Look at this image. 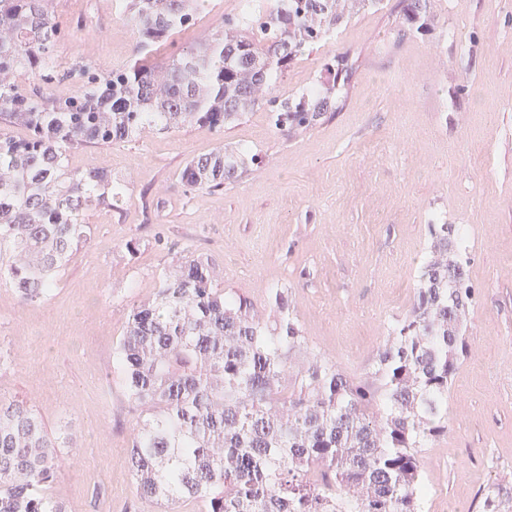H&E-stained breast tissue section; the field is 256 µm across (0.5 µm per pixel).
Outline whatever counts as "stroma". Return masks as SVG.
<instances>
[{
	"label": "stroma",
	"mask_w": 512,
	"mask_h": 512,
	"mask_svg": "<svg viewBox=\"0 0 512 512\" xmlns=\"http://www.w3.org/2000/svg\"><path fill=\"white\" fill-rule=\"evenodd\" d=\"M256 0H208L175 33L197 44ZM382 0L289 63L274 89L294 98L347 59L327 112L287 136L263 104L221 131L193 126L74 150L128 189L119 209L84 215L91 240L51 298L22 302L0 285V399L41 418L57 451L51 493L67 512H157L138 492L128 453L142 411L112 369L131 309L159 272L209 260L219 287L271 311L287 287L310 342L348 376L371 370L387 326L410 309L432 224L466 233L469 351L448 386V432L428 448L424 512L449 502L512 501V0H426L416 18ZM59 67L83 56L106 73L131 63L138 34L117 0H54ZM262 156L217 192L177 177L218 144ZM135 253H128L127 244Z\"/></svg>",
	"instance_id": "35a3bbf8"
}]
</instances>
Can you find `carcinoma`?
I'll return each instance as SVG.
<instances>
[{
  "mask_svg": "<svg viewBox=\"0 0 512 512\" xmlns=\"http://www.w3.org/2000/svg\"><path fill=\"white\" fill-rule=\"evenodd\" d=\"M53 0H0V282L26 302L49 297L56 274L89 244L83 213L119 208L125 185L97 166L69 165L92 145L202 126L220 131L260 103L276 129L308 130L343 71L301 96L278 99V76L349 13L381 0H273L258 18L228 20L197 45L150 62L207 0H120L139 41L130 65L99 74L89 60L59 74ZM39 76L22 93L14 77ZM68 79L77 90L53 97ZM247 172L243 154L219 146L188 161L180 180L221 191ZM430 240L408 313L387 336L366 381L311 346L273 288L261 319L244 297L217 287L193 258L159 274L112 350L128 398L142 408L129 450L140 493L160 512L190 501L200 512H423L424 451L448 432V385L467 353L471 299L459 225H428ZM57 445L20 403L0 404V512H66L49 488Z\"/></svg>",
  "mask_w": 512,
  "mask_h": 512,
  "instance_id": "cac0c4a2",
  "label": "carcinoma"
}]
</instances>
